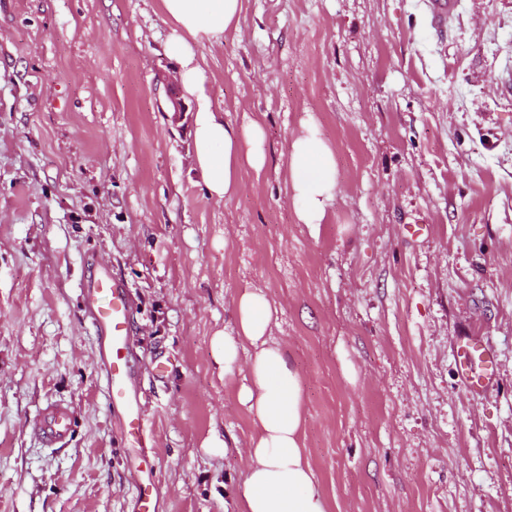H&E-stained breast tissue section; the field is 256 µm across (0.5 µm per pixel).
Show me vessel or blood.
<instances>
[{
  "instance_id": "vessel-or-blood-1",
  "label": "vessel or blood",
  "mask_w": 512,
  "mask_h": 512,
  "mask_svg": "<svg viewBox=\"0 0 512 512\" xmlns=\"http://www.w3.org/2000/svg\"><path fill=\"white\" fill-rule=\"evenodd\" d=\"M81 298L99 336L98 360L109 406L121 413L125 432L138 443L140 466L152 467L155 454L146 442L148 419L132 387L130 355L135 333L127 286L120 278L102 271L83 283ZM457 370L473 395H487L496 386L494 352L476 337L466 336L458 343ZM75 423L72 407L54 401L41 408L31 431L43 447L59 448L70 440Z\"/></svg>"
}]
</instances>
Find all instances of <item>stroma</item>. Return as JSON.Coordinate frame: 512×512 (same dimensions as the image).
Instances as JSON below:
<instances>
[{
  "label": "stroma",
  "mask_w": 512,
  "mask_h": 512,
  "mask_svg": "<svg viewBox=\"0 0 512 512\" xmlns=\"http://www.w3.org/2000/svg\"><path fill=\"white\" fill-rule=\"evenodd\" d=\"M170 28L160 0H0V512H138L80 297L92 264L129 287L158 512H238L254 423L211 341L253 286L328 512H512V0H458L443 30L426 0H243L197 52L266 162L221 201L193 162L195 99L166 110ZM311 118L339 176L315 229L288 183ZM464 333L496 355L481 398ZM49 400L78 418L57 449L29 428ZM457 370L463 385L474 396H485L496 386L494 352L474 336H463L457 344Z\"/></svg>",
  "instance_id": "35a3bbf8"
}]
</instances>
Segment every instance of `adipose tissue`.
Wrapping results in <instances>:
<instances>
[{
    "mask_svg": "<svg viewBox=\"0 0 512 512\" xmlns=\"http://www.w3.org/2000/svg\"><path fill=\"white\" fill-rule=\"evenodd\" d=\"M171 24L168 48L181 67L185 90L197 109L192 156L210 197L225 199L241 189L240 171L266 160L259 123L239 128L215 112L205 91L196 49L236 25L242 0H161ZM288 172L299 223L322 224L338 186L336 157L318 124L304 123L288 153ZM233 334L216 333L213 355L225 373L245 367L248 385L238 393L255 430L247 445L248 469L239 493V512H327L302 441L304 408L300 376L286 348L273 336L275 309L259 287L235 301Z\"/></svg>",
    "mask_w": 512,
    "mask_h": 512,
    "instance_id": "adipose-tissue-1",
    "label": "adipose tissue"
}]
</instances>
